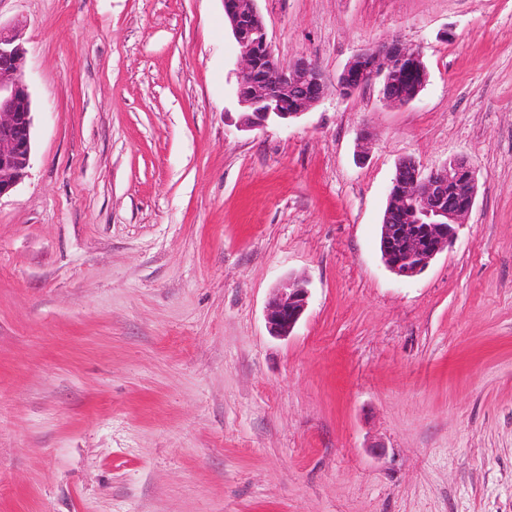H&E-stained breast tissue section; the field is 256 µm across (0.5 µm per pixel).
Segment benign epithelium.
I'll return each instance as SVG.
<instances>
[{"label":"benign epithelium","instance_id":"benign-epithelium-1","mask_svg":"<svg viewBox=\"0 0 512 512\" xmlns=\"http://www.w3.org/2000/svg\"><path fill=\"white\" fill-rule=\"evenodd\" d=\"M238 0H223L224 16L238 44L240 65L235 71L238 100L246 112L237 128L242 131L286 123L317 105L324 95L318 65L300 57L284 66L275 63L272 83L288 90V107L256 79L258 60L274 58L265 26L244 32ZM422 58L420 49L395 38L360 50L337 78L343 94L351 95L380 80L385 102L404 106L417 94L396 95L387 86V69ZM24 51L17 35L0 28V198L27 176L32 154V99L23 80ZM388 196L380 231V252L394 274L412 278L423 273L441 252L452 248L458 229L472 210L478 192L474 168L463 158H452L429 171L412 160L400 162ZM310 292L288 282L268 302L265 321L271 335L288 337L305 313Z\"/></svg>","mask_w":512,"mask_h":512}]
</instances>
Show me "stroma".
Listing matches in <instances>:
<instances>
[{
    "mask_svg": "<svg viewBox=\"0 0 512 512\" xmlns=\"http://www.w3.org/2000/svg\"><path fill=\"white\" fill-rule=\"evenodd\" d=\"M258 7L324 95L241 131L223 0H0L33 105L0 197V512H512V0ZM395 37L418 97L344 96ZM454 157L475 204L400 278L395 167ZM310 292L299 282H288L268 302L265 312L267 328L272 336L288 337L305 313Z\"/></svg>",
    "mask_w": 512,
    "mask_h": 512,
    "instance_id": "stroma-1",
    "label": "stroma"
}]
</instances>
